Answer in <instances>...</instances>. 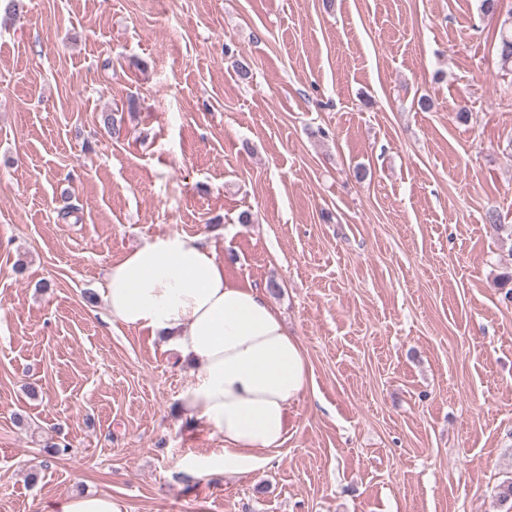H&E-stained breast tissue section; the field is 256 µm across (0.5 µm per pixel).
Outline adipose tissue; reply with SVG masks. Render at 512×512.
<instances>
[{"label": "adipose tissue", "mask_w": 512, "mask_h": 512, "mask_svg": "<svg viewBox=\"0 0 512 512\" xmlns=\"http://www.w3.org/2000/svg\"><path fill=\"white\" fill-rule=\"evenodd\" d=\"M102 296L110 322L150 330L193 364L181 408L223 438L215 465L245 472L285 442L288 408L311 383L303 346L266 292L225 278L203 238L144 241L109 266Z\"/></svg>", "instance_id": "1"}]
</instances>
